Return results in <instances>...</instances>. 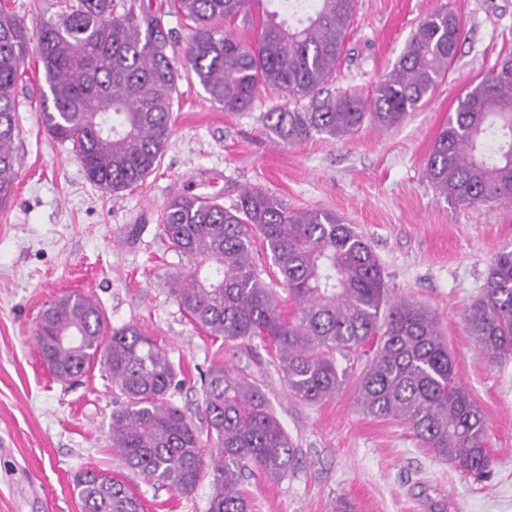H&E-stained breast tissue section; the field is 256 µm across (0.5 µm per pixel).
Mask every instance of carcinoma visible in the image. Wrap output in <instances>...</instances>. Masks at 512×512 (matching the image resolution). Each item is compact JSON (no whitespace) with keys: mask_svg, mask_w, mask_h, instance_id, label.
Returning a JSON list of instances; mask_svg holds the SVG:
<instances>
[{"mask_svg":"<svg viewBox=\"0 0 512 512\" xmlns=\"http://www.w3.org/2000/svg\"><path fill=\"white\" fill-rule=\"evenodd\" d=\"M166 6L152 10L125 0L119 12L116 0H63L59 11L29 24L0 4V205L17 180V112L27 98L22 66L32 44L47 133L72 144L89 182L119 192L160 165L183 75L226 112L250 109L262 88L284 94L288 105L262 116L284 144L314 133L340 140L366 123L396 126L416 111L448 73L463 33L454 12L431 14L364 99L326 89L355 0H166ZM170 17L191 30L185 64L172 49ZM238 21L255 34L251 42L224 31ZM426 175L455 207L512 204L511 56L459 97L431 147ZM160 228L194 264L190 275L169 281L181 309L213 336L270 340L294 399L321 403L352 378L363 415L399 420L437 459L477 478L490 474L484 414L455 377L435 314L412 299L390 301L380 261L353 225L246 189L231 208L178 195L163 209ZM257 238L288 289L294 308L288 316L256 269ZM464 320L482 351L512 358V250L490 264ZM374 338L376 350L357 373L339 363ZM36 345L61 379L100 365L120 398L109 433L128 469L184 494L212 469L207 512H253L241 490L248 464L272 483L295 472L298 449L255 379L222 365L209 368L201 378L202 432L171 401L180 369L167 353L136 326L108 328L87 296L53 301L38 321ZM206 440L216 448L210 467L203 460ZM74 489L81 512H143L123 479L100 470L80 472Z\"/></svg>","mask_w":512,"mask_h":512,"instance_id":"cac0c4a2","label":"carcinoma"}]
</instances>
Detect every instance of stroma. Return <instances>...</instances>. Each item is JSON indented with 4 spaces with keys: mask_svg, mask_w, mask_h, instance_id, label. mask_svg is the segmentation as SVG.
<instances>
[{
    "mask_svg": "<svg viewBox=\"0 0 512 512\" xmlns=\"http://www.w3.org/2000/svg\"><path fill=\"white\" fill-rule=\"evenodd\" d=\"M443 7L462 21L457 55L424 105L389 129L366 125L342 140L316 135L283 145L261 120L282 104L278 91L264 90L251 111L232 114L184 77L160 166L137 187L113 193L86 180L71 145L48 136L36 107H20L18 177L0 207V512H81L73 481L85 468L120 476L144 512L209 506L211 478L182 494L124 466L111 448L115 396L99 365L64 383L41 361L39 316L71 292L96 300L109 327L137 326L168 353L181 368L172 400L198 429L206 427L200 376L209 367L260 380L300 465L278 484L246 472L254 512H336L341 500L353 512H512V360L492 361L464 321L490 263L512 250V205L457 208L425 177L459 95L512 55V0H356L329 89L371 94L418 25ZM246 188L354 224L380 259L390 298L411 297L435 313L456 376L487 420L496 460L489 476L437 460L401 421L361 414L353 383L320 404L295 400L269 341H228L188 320L167 281L190 262L161 234L160 213L178 194L228 207Z\"/></svg>",
    "mask_w": 512,
    "mask_h": 512,
    "instance_id": "stroma-1",
    "label": "stroma"
}]
</instances>
